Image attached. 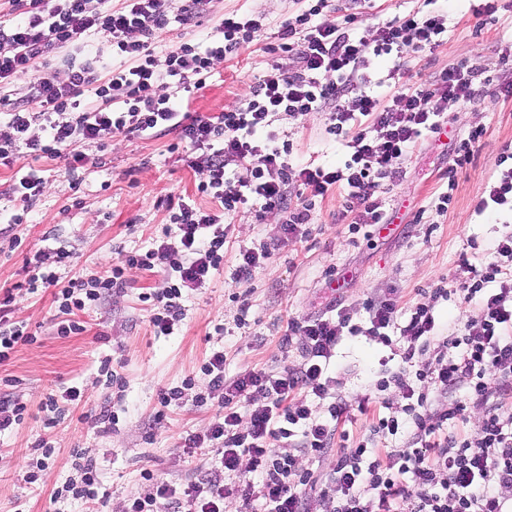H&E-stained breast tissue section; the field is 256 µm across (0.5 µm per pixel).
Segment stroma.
<instances>
[{
    "mask_svg": "<svg viewBox=\"0 0 512 512\" xmlns=\"http://www.w3.org/2000/svg\"><path fill=\"white\" fill-rule=\"evenodd\" d=\"M481 0H377L364 27L412 12L441 10L448 14V38L434 51L406 53L401 58L376 61L377 69L396 68L397 83L416 86L430 76L463 63L497 73L500 57L512 46V0H500L493 21L478 15ZM301 0H213L202 26L171 19L158 36L159 46H172L211 31L229 13L265 15L268 26L254 42L217 62L205 85L183 102L184 111L209 115L244 98L256 78L271 66L288 70L295 61L287 53H270L280 26L301 8ZM448 123L440 138L423 140L405 164L398 181L383 183L377 191L389 224L367 237L352 232L353 213L347 212L346 193L334 189L317 200L310 224L285 233L277 216L256 220L245 212L232 220L224 246V266L207 288L186 293L185 318L172 335H154L152 310L143 294L161 287L162 269H133L119 293L103 294L80 316L82 333L61 336L57 326L65 316L53 301L52 289L18 294L15 319L35 333L34 342L17 345L9 361L0 365V378L11 379L10 394L27 406L22 424L0 432V512H85L83 501L56 497L55 491L76 478V466L93 460L97 467V512H124L132 496L148 494L152 486L145 472L173 485L204 476L201 462L182 452V438L206 431L217 409L198 405L206 378L201 366L215 350L223 351L224 371L232 377L247 367L279 372L297 366V346H283L290 319L314 317L342 304L365 317L369 298L389 296L401 311L419 303H433L438 333L448 336L474 320L475 303L465 301L460 286L467 278L463 255L481 256L505 233L512 231V214L475 213L487 191L504 148L512 147V98L497 86H487L474 102L445 105ZM327 113L311 112L294 118L276 117L273 128L293 144L292 161L322 165L343 163L345 145L329 135ZM482 126L485 134L474 147V159L449 179L448 166L456 142L468 130ZM177 139L169 133L146 139L113 135L101 152L97 168L68 174L61 158L36 162L46 181L43 194L21 211L9 194L15 171L0 166V289L23 281L25 255L44 253L61 279L89 276L119 263L126 252L146 251L168 224L167 196L192 197L209 209L213 202L198 195L200 175L171 153ZM451 191L447 212L437 213L432 200ZM22 213L21 224L7 220ZM20 237L18 249L9 240ZM267 247L270 256L248 280L234 281L239 253ZM70 259L57 263L58 252ZM448 289L447 298L433 299L434 288ZM248 325L238 328L239 318ZM111 360L117 373L109 380L102 370ZM401 358L395 346L364 336L346 338L336 349L332 369L338 396L352 400L370 397L367 413H354L344 429L350 442L369 439L374 448H399L405 435H371L376 418L396 406L394 391H377L375 371H397ZM195 386L171 403L165 419H157L160 391L180 386L187 377ZM76 386L83 398L78 406L61 400L59 423L43 427L42 404ZM117 416V423L100 419L101 409ZM48 438L54 451L29 482L32 448Z\"/></svg>",
    "mask_w": 512,
    "mask_h": 512,
    "instance_id": "1",
    "label": "stroma"
}]
</instances>
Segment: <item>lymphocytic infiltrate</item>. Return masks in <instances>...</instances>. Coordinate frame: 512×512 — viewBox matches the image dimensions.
Returning <instances> with one entry per match:
<instances>
[{
  "label": "lymphocytic infiltrate",
  "mask_w": 512,
  "mask_h": 512,
  "mask_svg": "<svg viewBox=\"0 0 512 512\" xmlns=\"http://www.w3.org/2000/svg\"><path fill=\"white\" fill-rule=\"evenodd\" d=\"M211 0H0V105L9 106L10 134L0 140V165L16 166L11 193L29 205L44 189L37 169L23 157L65 159L69 171L96 167L91 148H103L116 133L157 136L176 133L195 158L192 167L205 174L196 187L216 209L186 201L168 203L169 223L145 253H128L121 264L94 277L70 278L60 284L40 256L26 258L23 288L33 294L54 289L60 311L68 318L57 333L81 332L71 320L102 291L119 292L129 269H171L163 288L148 294L155 307L150 323L155 335L168 336L184 318L185 292L205 288L224 264V244L231 230L227 218L245 211L256 217L281 214L286 233L309 223L315 201L331 189L346 191L358 214L356 226L387 223L375 197L382 181H396L420 139L440 133L447 124L445 101L471 102L497 81L500 94L512 96V64L496 78L459 64L419 86H398L385 104L366 68L370 57L430 52L448 33V18L439 12H416L368 29L360 13L373 0H353L354 12L340 23L321 22L328 0H310L278 32V50L296 55L298 67L286 72L271 67L249 88L246 104L212 116L183 112L182 101L205 85L215 62L254 41L259 15L228 14L200 41L156 50L157 30L172 9L181 19L204 16ZM110 44L118 66L102 61L95 36ZM57 52L66 70L58 78L44 59ZM302 117L329 115L328 134L345 142L351 155L341 166L292 165L293 145L272 125L278 113ZM40 136H30L32 125ZM501 167L481 198L478 213L512 212V152L499 155ZM244 166L246 177L227 183L230 166ZM301 186V206L289 207L288 186ZM471 283L465 300L476 302L475 321L460 335L437 338L432 306L416 304L399 317L393 298L367 301L366 322L345 306L331 315L290 320L285 343L299 342L304 360L273 373L245 368L224 373V353L214 351L202 366L207 397L218 415L206 433L182 439L188 458L215 449L202 481L183 487L153 473L144 478L151 495L133 496L125 512H225L230 500L260 502L263 512H310L319 497L323 512H511L502 492L512 488V234L493 247L480 264H466ZM12 289L0 292V363L18 344L34 342L24 322L13 317ZM403 341L398 371L380 377L378 390L396 389L401 403L379 418L375 433H406L405 448H371L366 442L334 448L339 424L351 418V406L332 398L328 369L345 336L390 342L391 330ZM433 347L432 362L413 370L416 354ZM317 405L295 401L298 392ZM265 403L251 408L254 395ZM482 412L477 438L460 432L470 410ZM335 455L330 483L318 487L298 453Z\"/></svg>",
  "instance_id": "obj_1"
}]
</instances>
